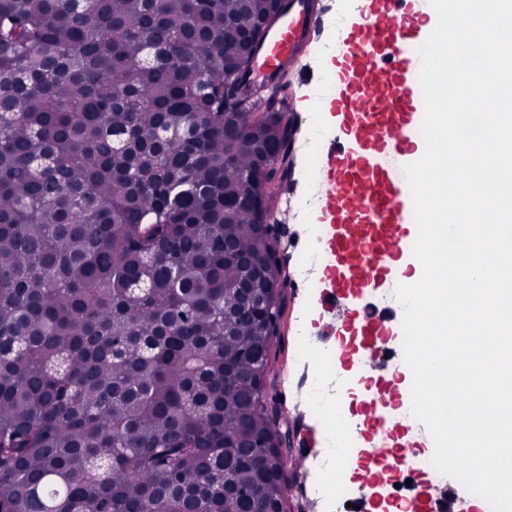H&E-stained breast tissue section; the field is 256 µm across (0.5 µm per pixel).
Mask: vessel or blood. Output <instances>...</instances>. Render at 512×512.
I'll use <instances>...</instances> for the list:
<instances>
[{
	"label": "vessel or blood",
	"instance_id": "obj_1",
	"mask_svg": "<svg viewBox=\"0 0 512 512\" xmlns=\"http://www.w3.org/2000/svg\"><path fill=\"white\" fill-rule=\"evenodd\" d=\"M353 15L340 36L337 58L340 71L332 99L339 117L337 134L316 169L326 217L316 240L326 256L325 272L336 283L325 302L343 307L329 331L351 328L327 365L374 370L391 351L390 333L381 319L360 314L349 303L373 293L402 268H422L413 254L417 232L412 193L394 159L419 158L425 152V114L411 109L421 68L412 49L425 43L431 31L415 12L413 0H356ZM321 24L316 0H288L287 13L265 36L256 56L264 76L286 60L298 66L297 86L311 85L313 77L299 59ZM411 399V385L386 382L366 388L360 424L339 413L335 427L346 444L343 454L355 459L358 471L388 454L401 457L394 436L412 427L383 417L381 411Z\"/></svg>",
	"mask_w": 512,
	"mask_h": 512
}]
</instances>
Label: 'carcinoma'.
<instances>
[{
  "mask_svg": "<svg viewBox=\"0 0 512 512\" xmlns=\"http://www.w3.org/2000/svg\"><path fill=\"white\" fill-rule=\"evenodd\" d=\"M287 4L0 0V512H287L251 378L294 120L250 78Z\"/></svg>",
  "mask_w": 512,
  "mask_h": 512,
  "instance_id": "1",
  "label": "carcinoma"
}]
</instances>
